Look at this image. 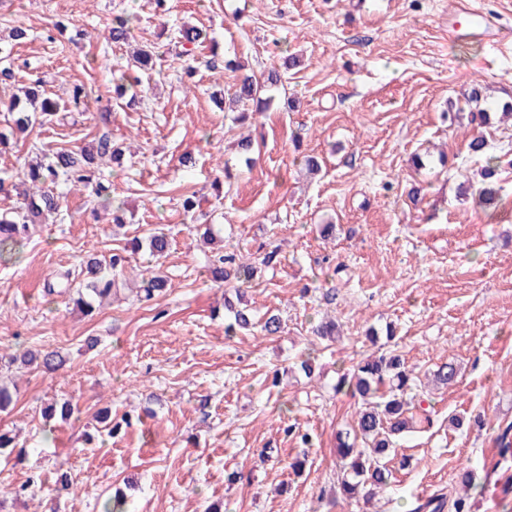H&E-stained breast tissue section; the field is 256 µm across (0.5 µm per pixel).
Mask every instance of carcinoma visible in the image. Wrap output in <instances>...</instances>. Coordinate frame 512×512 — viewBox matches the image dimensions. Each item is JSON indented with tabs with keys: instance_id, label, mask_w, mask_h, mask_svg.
<instances>
[{
	"instance_id": "carcinoma-1",
	"label": "carcinoma",
	"mask_w": 512,
	"mask_h": 512,
	"mask_svg": "<svg viewBox=\"0 0 512 512\" xmlns=\"http://www.w3.org/2000/svg\"><path fill=\"white\" fill-rule=\"evenodd\" d=\"M134 18L128 14H117L112 18L109 27V38L112 43L123 45L132 37ZM182 50L180 57L192 54L191 45L201 38V32L193 27H183L178 31ZM160 54L153 47H145L137 51L127 70L122 74L129 87L142 84L156 71ZM211 68L220 65L234 73V83L224 91V105L227 112H239L238 121L245 123L249 113L239 111V106L250 102L255 111L268 109L272 96L269 92L281 81L278 71L271 70L263 76H256L245 71V65L234 60H226L213 54L208 61ZM468 100L474 104L470 111L471 121L484 123L492 108L504 114L512 113V100L499 102L495 106L487 104V96L482 87L472 85L467 93ZM0 108L13 116L14 127L26 130L36 123L37 118L48 119L60 111L61 105L50 97H40L35 87L25 92V99L16 96L9 100L0 99ZM469 152L484 159L481 168V183L477 190L479 204L485 209H496L501 206L500 187L498 186L497 157L487 154V143L481 137H474L468 143ZM122 156L120 147L112 144L110 136L102 135L96 143L79 149L60 148L51 154L28 161L24 172L23 202L19 210L11 215L0 216V260L4 261L20 253V248L27 240L30 225L35 224L47 213L59 209L60 199L53 193L43 189L50 182H62L73 187L87 185L91 167L105 159L119 162ZM96 197L112 208V223H124V204L112 200L107 187L98 184ZM146 248L149 255L156 261L165 257L170 249V240L163 232H152L144 238V242L136 243L134 248ZM272 250L257 263L249 257L235 252H227L220 245L208 255L210 277L213 282L224 284L234 289L237 302L224 299V309L229 314V322L225 324L224 334L235 336L241 330H249L260 326L261 331L268 335L281 332L282 322L273 314L255 320L253 311L248 305H239L242 301L243 289L251 287L261 267H267L275 257ZM127 257L121 252H114L105 263L96 258L84 262V278L78 287L64 285L63 294L67 302L85 313L94 310L95 303L112 294V286L116 284ZM168 287V279L153 269L149 276L142 279L139 292L147 300L160 294ZM33 366L47 373H56L63 369L67 358L59 350H26L19 355H0V411L6 410L12 403V395L8 386V377L4 372L15 363ZM457 368L452 363H443L433 371L435 383L448 386L455 382ZM419 377L414 370L405 366L399 355L391 351H375L362 358L352 368L339 373L336 391L344 390L361 399V409L357 412L352 428L339 431L336 437V454L340 459L339 489L344 499L355 500L360 494L374 495L385 489L392 476L388 463L392 461L391 452L395 439L412 432L423 423L431 424L428 408L422 401L408 394L416 385Z\"/></svg>"
}]
</instances>
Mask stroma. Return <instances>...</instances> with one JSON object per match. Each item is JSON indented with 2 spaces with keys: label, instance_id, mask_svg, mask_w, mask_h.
I'll list each match as a JSON object with an SVG mask.
<instances>
[{
  "label": "stroma",
  "instance_id": "stroma-1",
  "mask_svg": "<svg viewBox=\"0 0 512 512\" xmlns=\"http://www.w3.org/2000/svg\"><path fill=\"white\" fill-rule=\"evenodd\" d=\"M458 0H0V36L16 26L13 77L0 97L41 83L52 97L82 83L84 107H65L0 145V177L16 183L37 152L86 146L109 133L126 156L100 167L127 222L93 217L97 198L58 186L61 207L35 225L20 260L0 263V352L62 351L63 370L15 373L17 391L0 412V432L25 458H0V512H102L115 490L129 512H410L419 498L454 496L464 470L476 473L472 512H512V452L497 437L512 425V119L450 122L473 83L494 100L512 94V47L494 49L448 34ZM137 17L136 43L161 51V71L127 106L115 92L126 64L107 37L113 15ZM183 26L203 32L192 88L178 82L183 60L167 47ZM276 67L271 107L239 125L224 109L230 73L212 71L213 52ZM294 66L283 67L286 56ZM255 141L253 163L236 142ZM484 136L497 156L503 204L490 211L464 190L481 163L467 144ZM191 155L196 164L184 168ZM322 169L308 174L303 156ZM236 177L225 181V169ZM196 207L185 213L183 196ZM334 224L323 239L319 227ZM214 227L244 255L278 246L245 299L257 315L280 314L284 329L224 335V290L205 267L198 238ZM165 232L167 291L148 302L130 292L150 261L133 238ZM127 250L117 296L86 316L49 294L79 280L80 261ZM335 318L339 339L321 343L311 327ZM396 328V349L418 375L455 364L454 385L420 389L433 425L402 436L386 494L347 502L337 484L336 433L358 401L336 392L337 372L374 350L368 329ZM96 347H89V339ZM315 359L304 377L294 364ZM278 387H271L272 377ZM67 399L65 421L42 411ZM130 417L107 437L96 414ZM458 417L462 426L451 425ZM313 438L302 448L287 434ZM305 456L302 471L291 467ZM73 487L60 489L57 471ZM249 472L231 483L228 473ZM39 474L44 489L14 498Z\"/></svg>",
  "mask_w": 512,
  "mask_h": 512
}]
</instances>
